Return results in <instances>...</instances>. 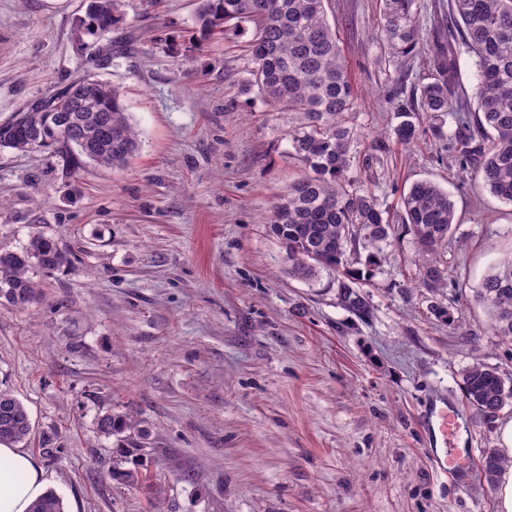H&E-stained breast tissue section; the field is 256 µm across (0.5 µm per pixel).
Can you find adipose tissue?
I'll list each match as a JSON object with an SVG mask.
<instances>
[{"label":"adipose tissue","instance_id":"obj_1","mask_svg":"<svg viewBox=\"0 0 512 512\" xmlns=\"http://www.w3.org/2000/svg\"><path fill=\"white\" fill-rule=\"evenodd\" d=\"M0 461L8 462L13 475L0 476V512H28L33 501L47 491L44 470L17 446L0 444Z\"/></svg>","mask_w":512,"mask_h":512}]
</instances>
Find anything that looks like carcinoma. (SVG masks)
<instances>
[{"label": "carcinoma", "instance_id": "cac0c4a2", "mask_svg": "<svg viewBox=\"0 0 512 512\" xmlns=\"http://www.w3.org/2000/svg\"><path fill=\"white\" fill-rule=\"evenodd\" d=\"M332 15L333 0H198L196 39H222L242 23L254 25L251 86L267 102L304 119L288 138L305 170L275 205L270 230L285 247L290 274L306 281L317 280L324 271L341 274V302L363 313L367 305L356 284L370 276L383 246L397 237V228L370 191L348 189L354 132L345 124V113L353 110L357 90L341 58ZM416 15V0H383L381 29L388 57L399 59L415 51ZM119 21V0H87L80 25L84 34L98 37ZM459 46L476 58L477 73L470 84L457 66ZM430 64L434 77L417 87L419 111H397L391 138L377 139L376 150H388L391 141L408 145L421 119L452 112L460 170L512 205V0H448V51L435 53ZM64 102L70 118L65 130H60L57 112H22L19 121L0 124V147L28 151L60 146L76 168L85 160L121 167L138 152L139 133L118 89L90 76L80 86L70 85ZM401 223L418 248L417 282L432 291L447 287L444 257L457 224L448 191L428 179L413 182L403 197ZM361 239L374 249L364 271L347 267V250ZM34 263L50 272L71 260L42 235L19 251L1 250L0 299L22 308L34 299L36 284L28 276ZM474 297L494 334L512 341V259L489 272ZM461 379L466 405L485 420L512 406V381L485 363L473 362ZM98 428L115 439L122 457L144 437L124 413L103 415ZM30 435L25 407L0 389V442L19 444ZM506 463L489 448L480 476L492 486ZM112 480L136 488L143 477L140 470L118 464ZM29 512H65L64 503L50 491Z\"/></svg>", "mask_w": 512, "mask_h": 512}]
</instances>
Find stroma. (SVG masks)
I'll list each match as a JSON object with an SVG mask.
<instances>
[{"mask_svg":"<svg viewBox=\"0 0 512 512\" xmlns=\"http://www.w3.org/2000/svg\"><path fill=\"white\" fill-rule=\"evenodd\" d=\"M445 2L417 0V49L392 62L382 0H335L359 94L345 116L352 189L395 220L403 191L431 179L458 218L446 288L413 282L403 231L360 282V314L335 274L291 277L268 229L304 170L288 142L301 118L248 87L251 31L199 47L197 0H122L120 22L93 38L82 0H0V123L91 72L119 88L141 139L120 168L0 148V249L43 235L71 260L32 270L36 302L0 301V387L26 407L21 448L66 512H498L479 464L512 408L491 422L467 409L460 374L478 359L512 378V342L472 299L512 257V205L460 172L452 115L421 122L409 148H373L429 74ZM448 304L454 328L432 312ZM447 406L465 426L446 442ZM108 412L148 432L139 488L110 477ZM449 446L466 460L454 476L432 464Z\"/></svg>","mask_w":512,"mask_h":512,"instance_id":"obj_1","label":"stroma"}]
</instances>
